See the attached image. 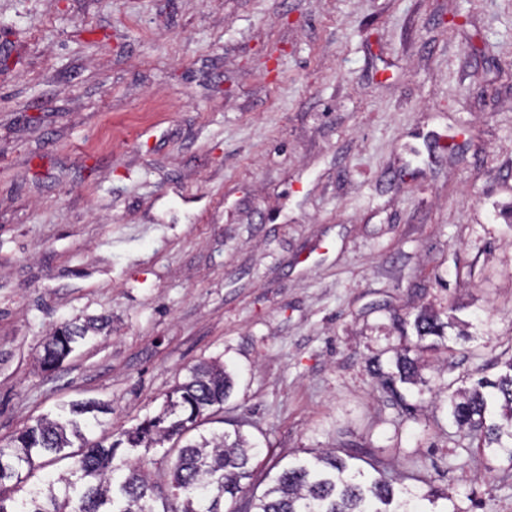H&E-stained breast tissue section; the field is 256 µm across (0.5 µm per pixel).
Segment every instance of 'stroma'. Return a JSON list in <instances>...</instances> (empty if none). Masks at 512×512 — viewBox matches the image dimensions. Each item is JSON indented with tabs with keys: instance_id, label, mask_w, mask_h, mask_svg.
Segmentation results:
<instances>
[{
	"instance_id": "1",
	"label": "stroma",
	"mask_w": 512,
	"mask_h": 512,
	"mask_svg": "<svg viewBox=\"0 0 512 512\" xmlns=\"http://www.w3.org/2000/svg\"><path fill=\"white\" fill-rule=\"evenodd\" d=\"M1 54L0 445L74 400L111 436L217 361L259 489L329 450L512 512L430 407L512 356V0H0ZM425 307L472 339L418 352ZM395 351L428 363L402 405ZM109 326L107 317L73 321L56 329L43 347L40 364L44 371L53 372L68 358L90 334L102 332ZM390 364L392 367L387 371H384L379 365L375 375L379 380L381 389L400 404H404L405 397L401 393L398 384L414 383L419 374V365L406 355L398 352L395 353Z\"/></svg>"
}]
</instances>
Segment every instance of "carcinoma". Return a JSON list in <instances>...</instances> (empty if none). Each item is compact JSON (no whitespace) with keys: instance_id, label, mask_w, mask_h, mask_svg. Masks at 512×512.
<instances>
[{"instance_id":"obj_1","label":"carcinoma","mask_w":512,"mask_h":512,"mask_svg":"<svg viewBox=\"0 0 512 512\" xmlns=\"http://www.w3.org/2000/svg\"><path fill=\"white\" fill-rule=\"evenodd\" d=\"M409 325L418 348L430 336L445 338L448 327L426 311ZM108 326L109 319L100 317L55 330L44 344L42 369L54 371L89 335ZM390 364L375 375L381 389L402 404L399 385L414 383L419 365L398 352ZM233 386L226 366L197 364L157 415L121 430L109 443L87 436L102 425L99 415L112 413L109 403L71 401L38 418L0 446V512H224L226 501L234 504L229 512H466L446 492L404 486L401 476L380 469L367 473L332 452L288 463L256 495L252 462L262 448L243 435L241 425L208 437L193 434L205 417L224 409ZM438 409L457 428L458 452L449 466L464 469L479 454L512 463V357L496 380L481 377L472 388L446 395ZM164 442L171 446L163 483L151 478L153 461L114 463L124 444L150 448ZM68 458L74 459L68 472L25 487L34 471Z\"/></svg>"}]
</instances>
